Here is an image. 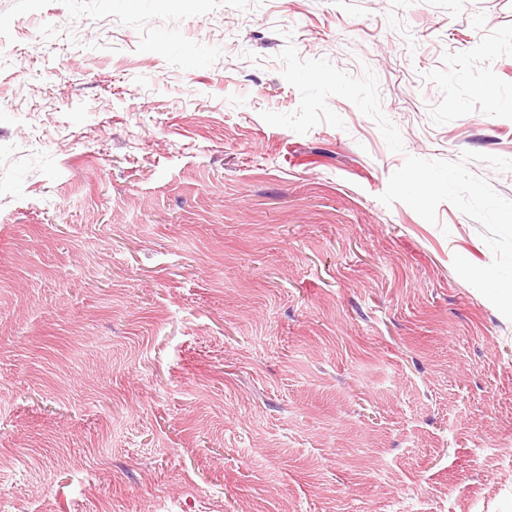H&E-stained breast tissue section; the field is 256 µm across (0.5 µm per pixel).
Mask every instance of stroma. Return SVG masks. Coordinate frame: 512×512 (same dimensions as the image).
I'll return each instance as SVG.
<instances>
[{
    "label": "stroma",
    "instance_id": "obj_1",
    "mask_svg": "<svg viewBox=\"0 0 512 512\" xmlns=\"http://www.w3.org/2000/svg\"><path fill=\"white\" fill-rule=\"evenodd\" d=\"M512 0H0V512H512Z\"/></svg>",
    "mask_w": 512,
    "mask_h": 512
}]
</instances>
